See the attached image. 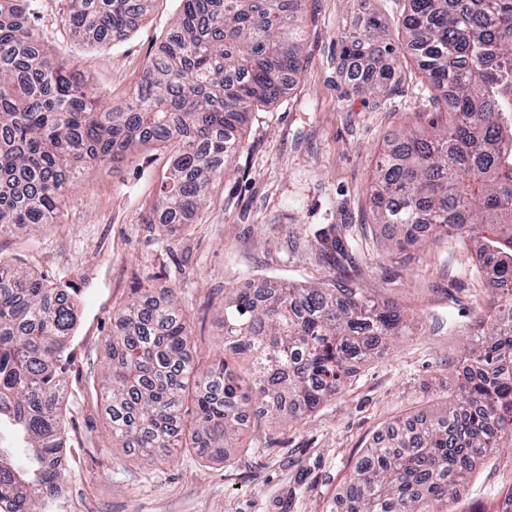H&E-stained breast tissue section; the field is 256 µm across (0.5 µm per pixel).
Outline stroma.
Here are the masks:
<instances>
[{
  "mask_svg": "<svg viewBox=\"0 0 512 512\" xmlns=\"http://www.w3.org/2000/svg\"><path fill=\"white\" fill-rule=\"evenodd\" d=\"M179 6L152 0L114 43L76 36L64 22L65 0H34L27 23L46 48L75 62L105 102L118 104ZM361 16L356 0H306L301 70L279 99L252 112L243 149L177 235L147 221L170 163L169 147L156 143L118 170L74 183L66 223L0 237V258L80 290L62 409L69 477L49 512H331L358 456L454 389L466 331L488 310L490 292L457 242L394 254L372 222L377 162L431 103L408 58L388 97L354 92L340 36ZM335 224L348 225L352 258L329 265L315 257L317 238ZM255 277L358 288L397 303L416 330L356 367L304 423L251 416L228 461L161 448L151 462H126L112 444L101 388L116 312L132 298L159 300L176 289L196 353L216 359L224 353V294ZM511 493L512 455L497 453L460 487L455 508L498 512Z\"/></svg>",
  "mask_w": 512,
  "mask_h": 512,
  "instance_id": "obj_1",
  "label": "stroma"
}]
</instances>
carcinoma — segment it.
<instances>
[{
    "label": "carcinoma",
    "instance_id": "cac0c4a2",
    "mask_svg": "<svg viewBox=\"0 0 512 512\" xmlns=\"http://www.w3.org/2000/svg\"><path fill=\"white\" fill-rule=\"evenodd\" d=\"M401 45L371 0L341 34L360 94L388 95L398 61L415 62L446 121L407 128L377 164L374 223L397 251L451 236L473 250L492 304L468 332L459 384L445 407L395 427L357 459L342 512H455V494L487 456L512 451V0H408ZM32 0H0V236L62 224L69 188L94 168H117L148 142L172 146L157 218L170 235L243 148L255 108L277 100L299 71L303 0H180L173 30L128 100L104 103L26 24ZM148 0H67L65 22L88 41L120 40ZM346 228L319 236L322 262L348 255ZM224 351L193 360L186 310L133 299L105 344L112 441L129 462L157 448L224 457L256 405L270 420L300 423L336 395L353 368L410 333L393 302L358 288H274L250 283L224 299ZM77 289L0 259V512H43L66 474L61 406Z\"/></svg>",
    "mask_w": 512,
    "mask_h": 512
}]
</instances>
